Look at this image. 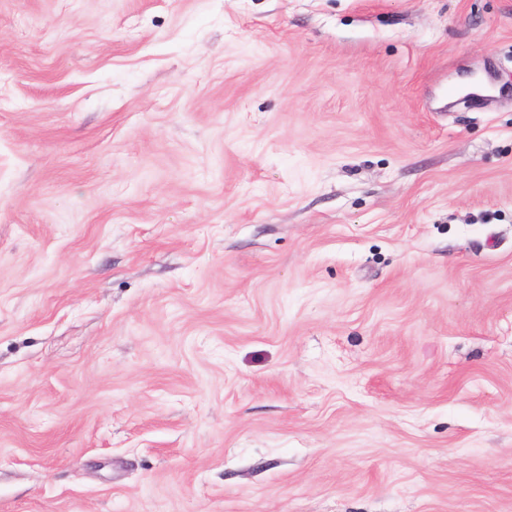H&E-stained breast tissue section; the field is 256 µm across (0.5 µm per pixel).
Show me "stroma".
<instances>
[{"label": "stroma", "instance_id": "stroma-1", "mask_svg": "<svg viewBox=\"0 0 512 512\" xmlns=\"http://www.w3.org/2000/svg\"><path fill=\"white\" fill-rule=\"evenodd\" d=\"M0 512H512V0H0Z\"/></svg>", "mask_w": 512, "mask_h": 512}]
</instances>
